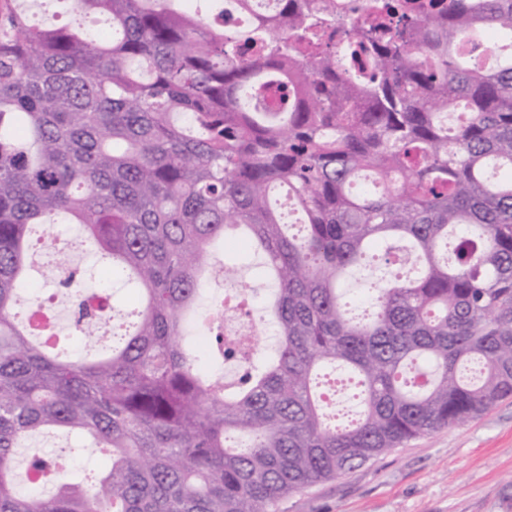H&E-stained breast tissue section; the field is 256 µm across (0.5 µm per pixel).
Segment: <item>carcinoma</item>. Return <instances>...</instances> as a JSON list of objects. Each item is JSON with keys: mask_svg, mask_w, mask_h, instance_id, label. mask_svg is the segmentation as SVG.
I'll use <instances>...</instances> for the list:
<instances>
[{"mask_svg": "<svg viewBox=\"0 0 512 512\" xmlns=\"http://www.w3.org/2000/svg\"><path fill=\"white\" fill-rule=\"evenodd\" d=\"M112 33L36 27L0 0V512H276L288 495L512 397V59L469 66L512 0L396 3L361 21L327 0H282L278 21L226 29L173 0H68ZM276 78L283 112L249 97ZM463 105L456 127L440 116ZM284 189L303 212L288 224ZM63 214L112 275L136 284L138 321L112 352L66 361L14 307L27 230ZM246 229L276 283L271 352L183 324L210 245ZM452 249V257L442 251ZM382 261L373 312L350 316L341 275ZM234 363L230 384L201 366ZM360 410L326 422L323 369ZM65 428L99 471L76 478L32 453L51 496L21 495L17 449Z\"/></svg>", "mask_w": 512, "mask_h": 512, "instance_id": "1", "label": "carcinoma"}]
</instances>
